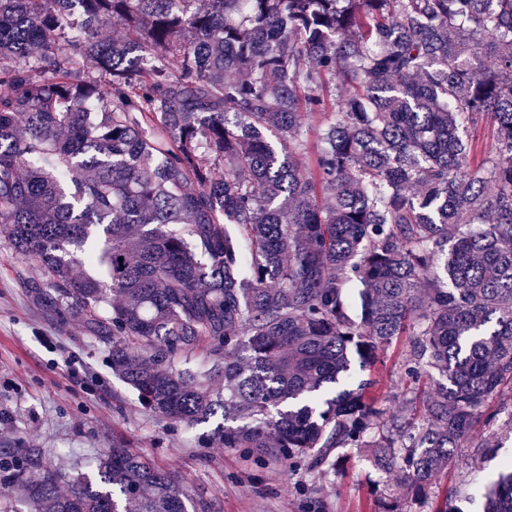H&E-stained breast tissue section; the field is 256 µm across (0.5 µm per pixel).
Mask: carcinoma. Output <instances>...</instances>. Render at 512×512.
<instances>
[{
    "instance_id": "obj_1",
    "label": "carcinoma",
    "mask_w": 512,
    "mask_h": 512,
    "mask_svg": "<svg viewBox=\"0 0 512 512\" xmlns=\"http://www.w3.org/2000/svg\"><path fill=\"white\" fill-rule=\"evenodd\" d=\"M73 2L0 0V231L48 275L33 303L172 425L310 469L368 448L402 488L374 512H457L493 449L457 451L512 425V0ZM64 478L0 448V512H189L120 441ZM485 499L512 512V461Z\"/></svg>"
}]
</instances>
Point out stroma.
<instances>
[{
  "mask_svg": "<svg viewBox=\"0 0 512 512\" xmlns=\"http://www.w3.org/2000/svg\"><path fill=\"white\" fill-rule=\"evenodd\" d=\"M44 277L0 235V448L39 446L52 464L84 468L119 440L216 512H369L371 488L395 484L396 475L374 466L364 448L336 471L293 472L210 442L212 423L173 428L152 417L113 375L98 338L80 321H59L32 303L24 284ZM474 438L496 455L455 499L458 512H483L485 484L512 455V433L498 426H478Z\"/></svg>",
  "mask_w": 512,
  "mask_h": 512,
  "instance_id": "stroma-1",
  "label": "stroma"
}]
</instances>
